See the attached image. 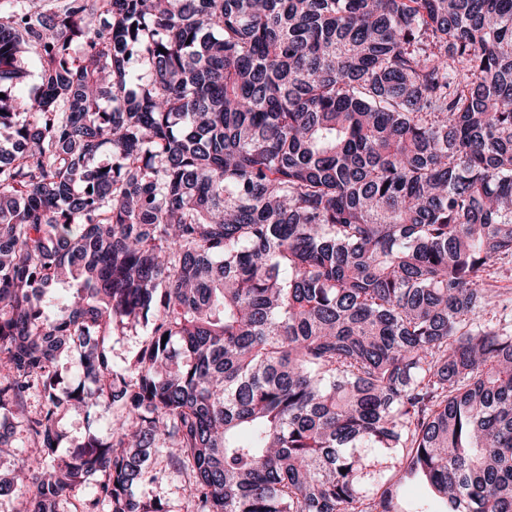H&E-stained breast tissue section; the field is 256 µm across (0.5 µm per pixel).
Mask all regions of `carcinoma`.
<instances>
[{
	"instance_id": "1",
	"label": "carcinoma",
	"mask_w": 512,
	"mask_h": 512,
	"mask_svg": "<svg viewBox=\"0 0 512 512\" xmlns=\"http://www.w3.org/2000/svg\"><path fill=\"white\" fill-rule=\"evenodd\" d=\"M0 93L6 512H512V0H0ZM112 340V359L116 362L128 359L144 339L143 329H124L116 331ZM109 420L110 415L106 412H101L98 418L94 420L90 419V421L84 414L75 412L68 413L62 420L65 438L61 443L60 453L66 454L72 445L80 441L89 431L105 434ZM15 421L10 427V453L0 458V473L6 474L17 466L19 460L34 451L33 445L26 439L23 428ZM137 493L143 497H160L167 501L171 512H190L191 498L189 489L183 478L176 474H168L157 484H146L137 487Z\"/></svg>"
}]
</instances>
